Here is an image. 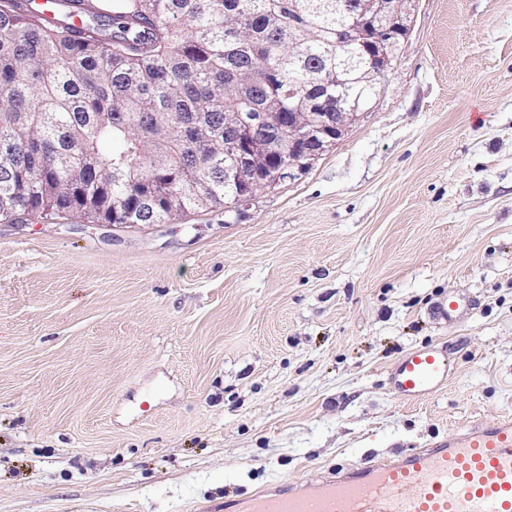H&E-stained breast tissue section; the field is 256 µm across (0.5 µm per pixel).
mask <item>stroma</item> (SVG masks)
Listing matches in <instances>:
<instances>
[{
    "label": "stroma",
    "instance_id": "stroma-1",
    "mask_svg": "<svg viewBox=\"0 0 512 512\" xmlns=\"http://www.w3.org/2000/svg\"><path fill=\"white\" fill-rule=\"evenodd\" d=\"M433 343L447 386L400 400ZM504 413L512 0H418L348 135L239 209L0 220V512H206ZM469 306V300L460 292H449L448 299L441 300L432 309L433 317L448 322V325L455 324L461 311ZM450 358L446 347L430 345L409 350L390 373L394 392L406 402H418L448 384Z\"/></svg>",
    "mask_w": 512,
    "mask_h": 512
}]
</instances>
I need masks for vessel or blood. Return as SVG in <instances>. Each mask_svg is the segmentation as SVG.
Here are the masks:
<instances>
[{"label":"vessel or blood","instance_id":"1","mask_svg":"<svg viewBox=\"0 0 512 512\" xmlns=\"http://www.w3.org/2000/svg\"><path fill=\"white\" fill-rule=\"evenodd\" d=\"M468 305L454 291L432 314L452 325ZM449 371L446 347L430 345L402 355L390 382L414 403L443 389ZM211 512H512V416L471 423L394 456L358 459L316 482L287 479L250 497H228Z\"/></svg>","mask_w":512,"mask_h":512}]
</instances>
